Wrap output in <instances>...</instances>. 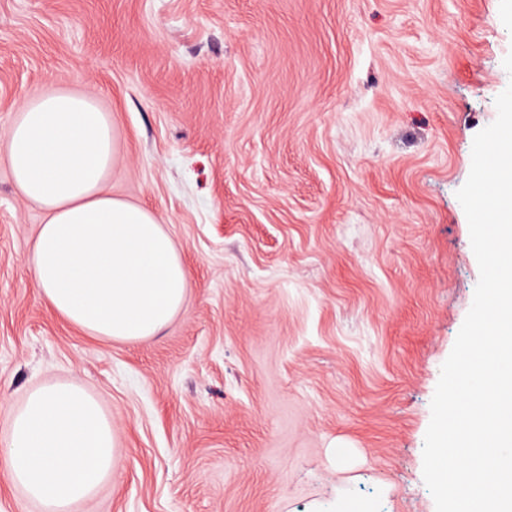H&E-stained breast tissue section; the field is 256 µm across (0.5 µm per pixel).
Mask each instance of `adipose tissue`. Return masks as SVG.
<instances>
[{"label": "adipose tissue", "mask_w": 512, "mask_h": 512, "mask_svg": "<svg viewBox=\"0 0 512 512\" xmlns=\"http://www.w3.org/2000/svg\"><path fill=\"white\" fill-rule=\"evenodd\" d=\"M0 157L45 214L30 253L40 300L93 336H158L190 271L151 210L104 192L115 160L110 114L85 94H31ZM5 456L11 481L44 512H72L112 479V417L77 382L35 387L12 411Z\"/></svg>", "instance_id": "1"}]
</instances>
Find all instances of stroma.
Returning <instances> with one entry per match:
<instances>
[{"label":"stroma","instance_id":"1","mask_svg":"<svg viewBox=\"0 0 512 512\" xmlns=\"http://www.w3.org/2000/svg\"><path fill=\"white\" fill-rule=\"evenodd\" d=\"M511 52L512 0H0V144L26 94L94 97L106 192L192 272L152 340L71 327L0 160V449L26 390L75 380L119 463L73 512H436L424 438L479 279L456 193Z\"/></svg>","mask_w":512,"mask_h":512}]
</instances>
